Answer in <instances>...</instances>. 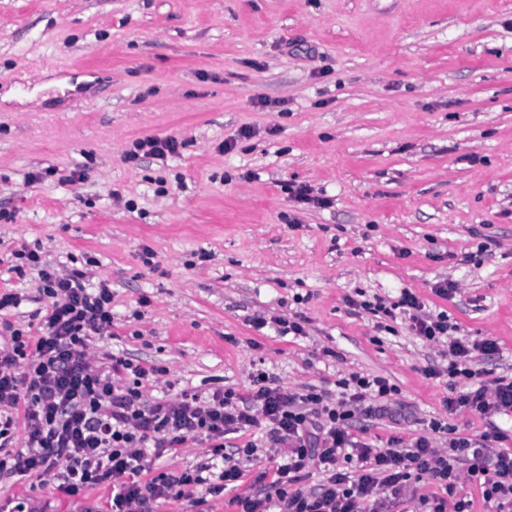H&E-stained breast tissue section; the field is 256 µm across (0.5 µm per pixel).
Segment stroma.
Returning <instances> with one entry per match:
<instances>
[{"label": "stroma", "instance_id": "stroma-1", "mask_svg": "<svg viewBox=\"0 0 512 512\" xmlns=\"http://www.w3.org/2000/svg\"><path fill=\"white\" fill-rule=\"evenodd\" d=\"M146 137L181 147L127 159ZM301 186L326 206L297 203ZM34 245L111 288L90 360L165 368L144 401L244 396L259 369L335 396L357 373L386 378L402 410L358 419L362 441L441 448L439 420L473 440L509 431L512 449L511 418L448 413L466 382L446 375V344L364 308L410 290L460 335L497 340L473 362L485 379L512 376V0H0V296L20 299L0 309V344L9 325L39 335L52 304L36 272H9ZM443 282L456 292L437 296ZM274 315L303 335L253 328ZM209 452L189 439L143 477ZM268 466L241 461L225 491L208 473L152 512H237ZM111 497L107 482L71 497L53 477L0 478V508L23 512H111Z\"/></svg>", "mask_w": 512, "mask_h": 512}]
</instances>
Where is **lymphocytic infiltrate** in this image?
<instances>
[{
  "instance_id": "lymphocytic-infiltrate-1",
  "label": "lymphocytic infiltrate",
  "mask_w": 512,
  "mask_h": 512,
  "mask_svg": "<svg viewBox=\"0 0 512 512\" xmlns=\"http://www.w3.org/2000/svg\"><path fill=\"white\" fill-rule=\"evenodd\" d=\"M20 257L12 273L21 277L26 268L38 269L42 292L53 304L36 341L15 328L9 346L0 348V476L51 474L61 478L62 490L71 496L108 481L112 512H151L159 499L191 497L192 485L201 483L202 472L212 465L204 461L197 472L146 481L147 455L177 454L193 436L220 443L262 419L268 442L283 449V461L273 470L272 493L236 497L238 512H389L411 493L413 483L424 479L441 489L425 498V512H472L471 501L456 492L464 478L481 483L485 502L495 505L496 512L512 506V451L499 449L506 438L501 430L476 441L455 436L444 448L434 447L425 436L408 445L394 437L384 448L355 440L350 432L355 416L391 412L395 388L381 377L351 375L336 400L313 388L286 392L261 373L244 399L217 390L205 400L184 392L144 402L139 387L159 375V368L121 356L102 368L87 357L91 338L112 327L108 285L88 287L85 272H59L43 262L36 248L24 249ZM424 308L407 290L395 307L380 298L371 305L372 312L387 316L400 311L417 336L447 345L449 377L468 381L466 390L446 399L449 412L464 408L482 416L512 417V378L486 381L471 366L476 357L495 353L496 341H466L447 313L431 315ZM17 408L24 411L25 446L12 453L6 446L13 438ZM462 460L467 463L463 471L457 467ZM315 470L325 473L324 483L300 490V482Z\"/></svg>"
}]
</instances>
